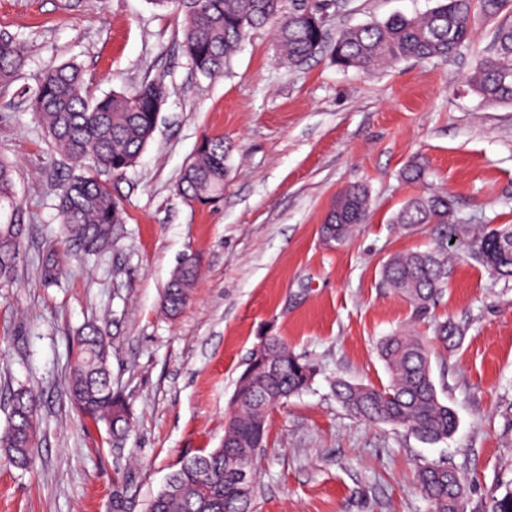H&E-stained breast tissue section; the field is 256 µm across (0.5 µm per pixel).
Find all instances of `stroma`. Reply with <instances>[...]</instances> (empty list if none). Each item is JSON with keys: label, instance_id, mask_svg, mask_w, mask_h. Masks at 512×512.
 Returning <instances> with one entry per match:
<instances>
[{"label": "stroma", "instance_id": "1", "mask_svg": "<svg viewBox=\"0 0 512 512\" xmlns=\"http://www.w3.org/2000/svg\"><path fill=\"white\" fill-rule=\"evenodd\" d=\"M435 0H331L337 30ZM496 22H479L445 60L340 71L328 53L282 63L270 29L250 32L223 74L206 77L183 54L182 18L151 0H0V33L25 42L24 69L0 85V157L13 163L30 215L13 283L0 285V427L18 387L41 399L31 469L0 458V512H146L186 457L218 447L237 380L262 337L311 360L307 393L272 409L256 460L257 512H432L413 479L443 463L460 476L465 512H488L512 489V278L489 273L466 245L449 249L448 286L417 312L383 281L397 253L434 246L433 226L391 218L424 190L455 197L458 223L512 225V104H484L466 78L492 53ZM77 64L93 95L148 79L167 90L157 129L136 165L112 179L126 220L90 259L62 239L53 189L68 172L28 109L50 67ZM223 138L224 196L185 202L176 191L203 135ZM414 161L427 186L400 178ZM364 185L369 213L343 243L320 227L336 195ZM57 262L45 283L42 263ZM196 260L191 297L175 317L163 293L184 256ZM461 330L431 367L455 433L429 444L364 421L332 384L387 382L382 338L431 339L436 322ZM111 341L112 383L133 414L112 441L69 404L71 339L87 322Z\"/></svg>", "mask_w": 512, "mask_h": 512}]
</instances>
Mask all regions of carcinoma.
<instances>
[{
  "label": "carcinoma",
  "mask_w": 512,
  "mask_h": 512,
  "mask_svg": "<svg viewBox=\"0 0 512 512\" xmlns=\"http://www.w3.org/2000/svg\"><path fill=\"white\" fill-rule=\"evenodd\" d=\"M173 8L184 19L182 49L195 70L206 76L224 72L240 43L257 28L269 27L280 59L302 63L325 48L342 70H371L407 59H446L469 40L476 17L497 18L512 13V0H436L424 13L393 15L340 30L327 42L325 28L311 16L324 13L322 0H152ZM26 64L24 45L0 34V82H8ZM470 89L488 103H512V23L496 30L492 56L481 61L468 77ZM165 87L145 81L132 90L101 97L90 93L81 68L64 63L45 71L28 91L29 109L51 139L55 151L71 164V173L58 184V210L68 242L86 253L112 245L114 225L124 222L122 201L101 174L122 176L140 157L157 127ZM224 139H203L196 158L184 169L178 192L192 203L215 202L224 192ZM412 183L427 177L424 164L414 162L402 172ZM369 208L365 188L353 185L336 197L321 231L345 239L363 223ZM454 199L444 193H423L409 199L392 217L403 227L444 224L467 244L482 266L512 278V225L484 227L455 224ZM30 220L16 191L14 167L0 159V284L12 282L21 260L22 243ZM387 284L419 310L427 309L447 286V248L399 254L383 268ZM197 277L193 263L180 266L164 294V308L178 315ZM460 329L452 322L437 323L435 340L445 348L457 344ZM379 352L389 374L385 384L334 383L336 399L351 413L374 423L397 425L426 442L447 439L457 417L442 402L431 373V350L419 336L396 333L380 343ZM110 337L88 324L74 338L69 368L68 397L81 415L106 426L123 438L131 427V411L124 396L112 387L109 369ZM239 378L232 410L219 447L183 460L164 488L150 501L148 512H254L255 460L267 443L271 406L310 389L317 375L314 363L295 354L276 336H266L253 349ZM40 397L19 388L10 395V412L0 430V457L21 469L35 461L31 433L38 428ZM248 455L251 471L240 483L230 462ZM417 482L433 512H464L463 485L458 474L441 464L418 468Z\"/></svg>",
  "instance_id": "1"
}]
</instances>
